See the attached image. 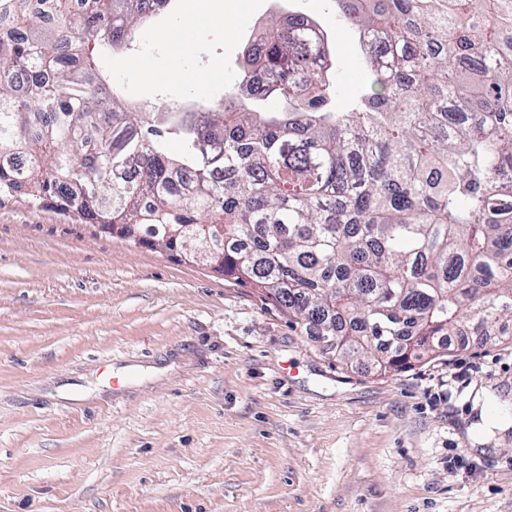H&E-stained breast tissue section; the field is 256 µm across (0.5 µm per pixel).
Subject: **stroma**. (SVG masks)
Listing matches in <instances>:
<instances>
[{"label":"stroma","instance_id":"35a3bbf8","mask_svg":"<svg viewBox=\"0 0 512 512\" xmlns=\"http://www.w3.org/2000/svg\"><path fill=\"white\" fill-rule=\"evenodd\" d=\"M291 10L357 93L330 0L253 19ZM0 512H512V343L347 369L255 288L4 194Z\"/></svg>","mask_w":512,"mask_h":512}]
</instances>
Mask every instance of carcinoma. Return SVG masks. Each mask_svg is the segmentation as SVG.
<instances>
[{"label": "carcinoma", "instance_id": "carcinoma-1", "mask_svg": "<svg viewBox=\"0 0 512 512\" xmlns=\"http://www.w3.org/2000/svg\"><path fill=\"white\" fill-rule=\"evenodd\" d=\"M175 2L0 0V193L214 242L346 367L512 335V0H331L369 72L342 103L325 31L293 11L236 110L131 109L95 55ZM272 95L282 111L252 110Z\"/></svg>", "mask_w": 512, "mask_h": 512}]
</instances>
